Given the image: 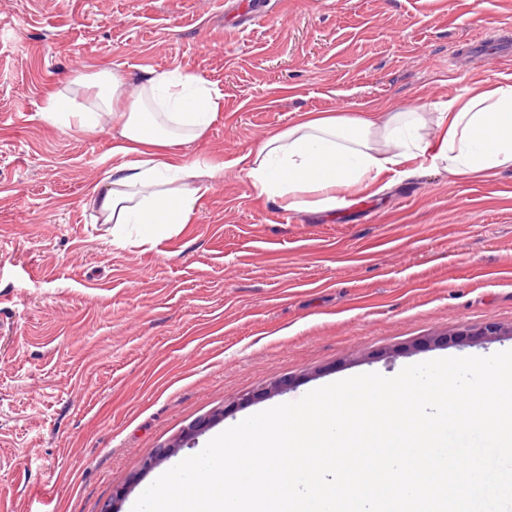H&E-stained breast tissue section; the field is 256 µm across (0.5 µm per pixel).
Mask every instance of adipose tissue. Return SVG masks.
<instances>
[{
    "label": "adipose tissue",
    "mask_w": 512,
    "mask_h": 512,
    "mask_svg": "<svg viewBox=\"0 0 512 512\" xmlns=\"http://www.w3.org/2000/svg\"><path fill=\"white\" fill-rule=\"evenodd\" d=\"M74 83L48 93L37 117L86 133L111 119L114 163L88 197L102 223L114 225L113 244L153 246L190 223L224 162L189 161L176 148L219 121L223 94L201 76L179 72L154 74L133 98L114 71L83 74ZM431 128L437 140L428 139ZM417 157L452 177L490 179L512 169V75L476 83L438 112H306L241 161L259 196L320 212L367 189L385 193L392 186L387 173Z\"/></svg>",
    "instance_id": "ef3b65f1"
}]
</instances>
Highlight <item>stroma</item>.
Returning <instances> with one entry per match:
<instances>
[{
	"label": "stroma",
	"mask_w": 512,
	"mask_h": 512,
	"mask_svg": "<svg viewBox=\"0 0 512 512\" xmlns=\"http://www.w3.org/2000/svg\"><path fill=\"white\" fill-rule=\"evenodd\" d=\"M248 5L261 24L224 14ZM512 0H0V512H101L192 422L355 375L512 349V170H422L346 210L260 199L237 160L304 112L440 107L512 74L473 54ZM185 70L224 95L191 223L118 248L87 203L115 130L39 122L76 73ZM495 323L494 340L442 345ZM282 383L270 394L274 383Z\"/></svg>",
	"instance_id": "obj_1"
}]
</instances>
